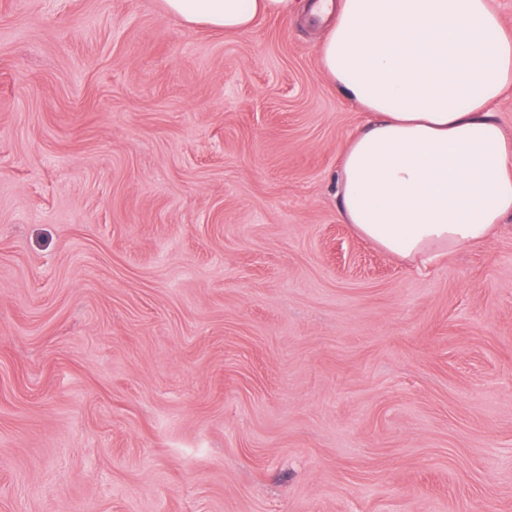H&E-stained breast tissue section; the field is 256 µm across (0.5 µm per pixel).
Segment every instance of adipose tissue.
Masks as SVG:
<instances>
[{
    "label": "adipose tissue",
    "instance_id": "1",
    "mask_svg": "<svg viewBox=\"0 0 512 512\" xmlns=\"http://www.w3.org/2000/svg\"><path fill=\"white\" fill-rule=\"evenodd\" d=\"M228 33L261 16L323 26L321 68L370 120L350 139L340 214L388 254L430 264L512 215V142L489 107L512 88L491 0H162Z\"/></svg>",
    "mask_w": 512,
    "mask_h": 512
}]
</instances>
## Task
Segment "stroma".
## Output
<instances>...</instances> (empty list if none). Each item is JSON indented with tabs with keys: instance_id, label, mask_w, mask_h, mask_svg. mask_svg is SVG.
<instances>
[{
	"instance_id": "obj_1",
	"label": "stroma",
	"mask_w": 512,
	"mask_h": 512,
	"mask_svg": "<svg viewBox=\"0 0 512 512\" xmlns=\"http://www.w3.org/2000/svg\"><path fill=\"white\" fill-rule=\"evenodd\" d=\"M320 34L0 0V512H512V218L343 223Z\"/></svg>"
}]
</instances>
